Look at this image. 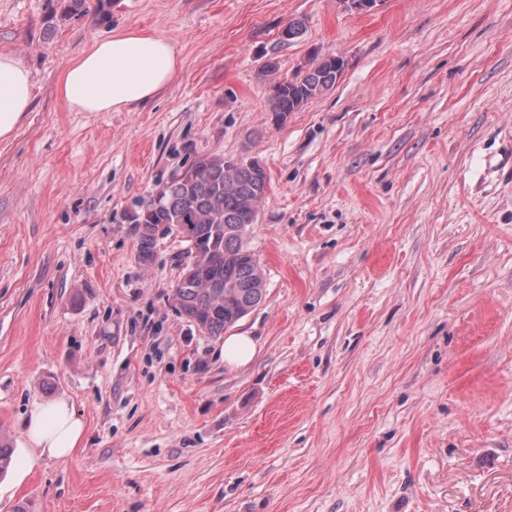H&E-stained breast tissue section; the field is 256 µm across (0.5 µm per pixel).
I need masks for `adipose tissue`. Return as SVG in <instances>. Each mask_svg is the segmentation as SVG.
Returning <instances> with one entry per match:
<instances>
[{
    "label": "adipose tissue",
    "mask_w": 512,
    "mask_h": 512,
    "mask_svg": "<svg viewBox=\"0 0 512 512\" xmlns=\"http://www.w3.org/2000/svg\"><path fill=\"white\" fill-rule=\"evenodd\" d=\"M181 59L167 37L117 29L95 40L61 73L57 91L73 112H120L155 98L178 75ZM30 70L0 52V140L15 133L32 104ZM85 424L66 399L34 404L26 421L25 469L64 459L79 448Z\"/></svg>",
    "instance_id": "1"
}]
</instances>
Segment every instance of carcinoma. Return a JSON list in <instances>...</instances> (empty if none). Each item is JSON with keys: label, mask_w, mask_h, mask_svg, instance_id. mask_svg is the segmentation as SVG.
Returning a JSON list of instances; mask_svg holds the SVG:
<instances>
[{"label": "carcinoma", "mask_w": 512, "mask_h": 512, "mask_svg": "<svg viewBox=\"0 0 512 512\" xmlns=\"http://www.w3.org/2000/svg\"><path fill=\"white\" fill-rule=\"evenodd\" d=\"M344 69L341 57L315 58L290 78L277 76L278 62L262 68L270 111L283 121L332 89ZM269 179L256 160L201 157L139 202L138 259H154L158 227L168 225L187 244V261L175 285L179 312L211 337L224 335L263 299L265 283L259 261L243 244L256 223Z\"/></svg>", "instance_id": "obj_1"}]
</instances>
